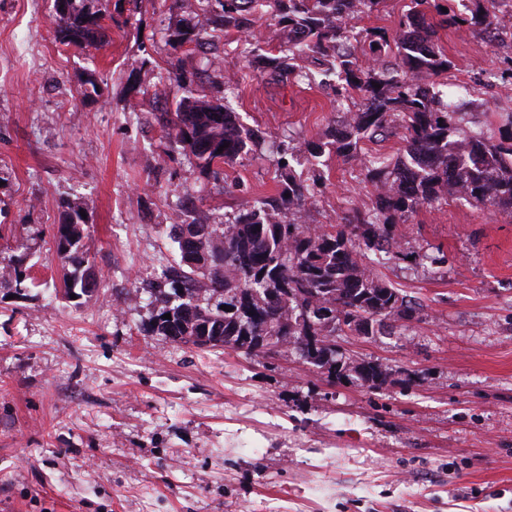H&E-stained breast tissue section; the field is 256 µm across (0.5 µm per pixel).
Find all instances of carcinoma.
<instances>
[{"label": "carcinoma", "mask_w": 512, "mask_h": 512, "mask_svg": "<svg viewBox=\"0 0 512 512\" xmlns=\"http://www.w3.org/2000/svg\"><path fill=\"white\" fill-rule=\"evenodd\" d=\"M54 2L56 41L80 50L108 43L111 0ZM179 2L197 22L176 29L172 43L202 48L231 29L248 35L254 16L264 11L288 35L278 52L255 55L257 69L270 82L287 83L299 74L302 59L320 66L339 94L357 92L365 110L339 121L329 130L328 142H311L304 152L316 161L328 145L337 156L358 161L364 179L380 193L368 212L312 228L301 217L315 199L319 178L304 179L283 163L277 194L221 224L194 217L174 225L173 241L185 270L169 279V290L153 293L157 311L142 331L205 351L272 357L295 350L329 379L353 377L370 389L380 388L390 376L388 368L371 359L337 356L336 337L347 331L372 336L378 324L391 334L415 317L400 289L374 272L382 253L390 260L407 258L393 237L395 225L420 206L449 199L489 203L512 217V130L497 137L481 129L461 134L459 112L435 81L450 68L436 43L438 28L487 27L496 0H471L466 13L437 2L435 23L426 18L430 0H414L394 36L365 31L360 53L338 51L349 41L344 21L377 10L385 0ZM166 131L207 179L224 176L221 166L252 152L261 139L243 132L236 113L206 94L176 102ZM388 131L398 132L403 141L395 161L363 157L362 143ZM67 209L53 238L68 262L64 292L80 296L96 283L82 244L83 206Z\"/></svg>", "instance_id": "cac0c4a2"}]
</instances>
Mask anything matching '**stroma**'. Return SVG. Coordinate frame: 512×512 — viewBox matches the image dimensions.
Returning <instances> with one entry per match:
<instances>
[{
	"mask_svg": "<svg viewBox=\"0 0 512 512\" xmlns=\"http://www.w3.org/2000/svg\"><path fill=\"white\" fill-rule=\"evenodd\" d=\"M53 4L0 0V266L32 282H0V512H512V217L451 200L397 224L404 252L446 261L377 266L415 319L392 336L337 337L343 356L391 369L377 390L313 373L295 352L145 335L154 306L126 299L178 263L172 225L275 194L272 142L321 141L362 102L313 79L268 84L251 60L281 44L269 15L252 37L225 33L211 49L235 81L223 103L267 143L209 181L162 126L207 86L203 53L170 41L187 14L112 0L109 44L80 51L56 42ZM497 15L495 41L474 25L438 31L466 130L498 132L512 113V0ZM320 170L306 224L371 208L358 167L327 153ZM67 201L87 206L99 283L74 299L53 240Z\"/></svg>",
	"mask_w": 512,
	"mask_h": 512,
	"instance_id": "35a3bbf8",
	"label": "stroma"
}]
</instances>
